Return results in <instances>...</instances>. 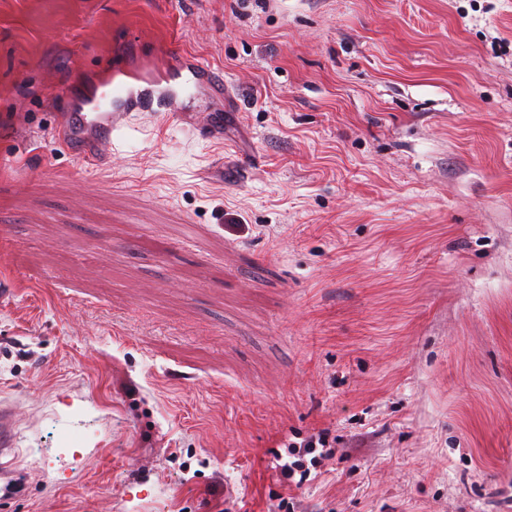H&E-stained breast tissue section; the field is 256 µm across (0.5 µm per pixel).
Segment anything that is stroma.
<instances>
[{
  "mask_svg": "<svg viewBox=\"0 0 512 512\" xmlns=\"http://www.w3.org/2000/svg\"><path fill=\"white\" fill-rule=\"evenodd\" d=\"M168 42L228 92L55 147ZM2 286L0 512H512V0H0ZM324 435H326L325 431H321L317 434L314 440L313 437H311V439L307 442L306 447H304V452L302 455L300 452H296L295 450L289 452V456L296 458L294 460L283 461L282 455L277 456L275 469L278 471L281 478L288 480L286 483L288 490H292L293 487L299 488L301 485L307 482L311 474V470L309 466L305 464V455L314 454L318 450L317 444L321 445L322 450L310 459L311 466H314L317 461V457H322L324 454L323 448L326 447V440ZM296 474L299 475V479L297 481L295 480Z\"/></svg>",
  "mask_w": 512,
  "mask_h": 512,
  "instance_id": "35a3bbf8",
  "label": "stroma"
}]
</instances>
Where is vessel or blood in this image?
Segmentation results:
<instances>
[{"mask_svg": "<svg viewBox=\"0 0 512 512\" xmlns=\"http://www.w3.org/2000/svg\"><path fill=\"white\" fill-rule=\"evenodd\" d=\"M160 68L181 78L180 88L151 85L135 89L125 81L130 70L125 66L110 69L107 91L93 93L77 107L67 108L55 132L56 146L77 148L82 159L98 163L112 156V138L140 112H161L167 120L181 119L186 110L184 93L222 85L221 75L210 65L185 61L171 47L160 50Z\"/></svg>", "mask_w": 512, "mask_h": 512, "instance_id": "1", "label": "vessel or blood"}]
</instances>
